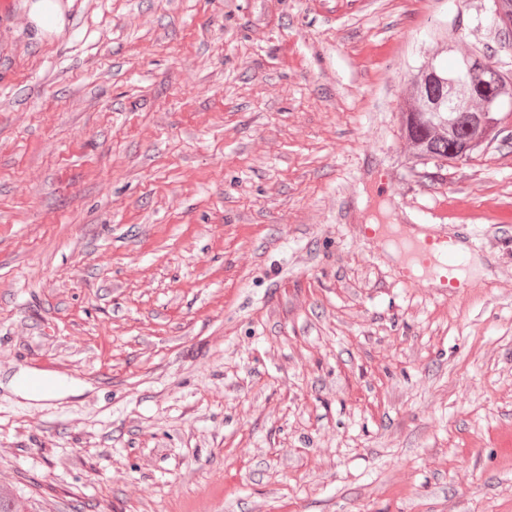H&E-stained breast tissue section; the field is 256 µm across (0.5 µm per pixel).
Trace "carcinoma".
<instances>
[{"label": "carcinoma", "instance_id": "1", "mask_svg": "<svg viewBox=\"0 0 512 512\" xmlns=\"http://www.w3.org/2000/svg\"><path fill=\"white\" fill-rule=\"evenodd\" d=\"M454 76L455 73L429 63L417 75L409 94L399 106L404 136L413 159L419 165L444 167L459 143L470 142L481 147L496 137L494 129L501 114L482 110L487 89L480 73L472 75L454 91L453 100L457 108L469 113L466 124H457L456 108L448 105V80Z\"/></svg>", "mask_w": 512, "mask_h": 512}]
</instances>
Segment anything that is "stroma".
I'll use <instances>...</instances> for the list:
<instances>
[{
  "mask_svg": "<svg viewBox=\"0 0 512 512\" xmlns=\"http://www.w3.org/2000/svg\"><path fill=\"white\" fill-rule=\"evenodd\" d=\"M0 0V488L23 512H512V133L413 163L494 0ZM477 218L441 223V200ZM360 224L463 238L400 281ZM76 393L9 388L43 366ZM29 17L44 38L59 33L64 25L62 5L58 0H34L30 4ZM405 228L400 236L402 245L393 256L400 280L413 288H442L443 294L466 288L461 274L465 251L455 247L465 245L462 240L432 231L427 225L406 224ZM416 269L424 273L418 275Z\"/></svg>",
  "mask_w": 512,
  "mask_h": 512,
  "instance_id": "35a3bbf8",
  "label": "stroma"
}]
</instances>
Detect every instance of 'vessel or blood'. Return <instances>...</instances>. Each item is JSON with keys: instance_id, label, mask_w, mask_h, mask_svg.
<instances>
[{"instance_id": "obj_1", "label": "vessel or blood", "mask_w": 512, "mask_h": 512, "mask_svg": "<svg viewBox=\"0 0 512 512\" xmlns=\"http://www.w3.org/2000/svg\"><path fill=\"white\" fill-rule=\"evenodd\" d=\"M457 243V238L432 231L429 226L407 225L394 257L398 278L414 288L455 291L464 287L465 253Z\"/></svg>"}]
</instances>
